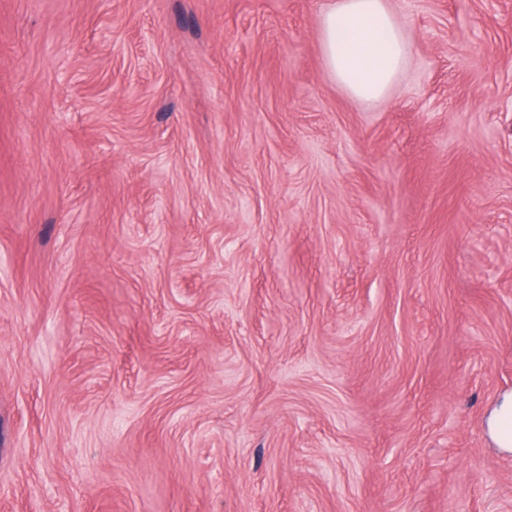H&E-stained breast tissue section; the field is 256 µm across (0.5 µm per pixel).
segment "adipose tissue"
I'll return each mask as SVG.
<instances>
[{"instance_id":"obj_1","label":"adipose tissue","mask_w":512,"mask_h":512,"mask_svg":"<svg viewBox=\"0 0 512 512\" xmlns=\"http://www.w3.org/2000/svg\"><path fill=\"white\" fill-rule=\"evenodd\" d=\"M319 33L329 73L363 101L387 93L411 49L387 0H331L320 15Z\"/></svg>"}]
</instances>
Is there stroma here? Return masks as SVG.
I'll use <instances>...</instances> for the list:
<instances>
[{"instance_id":"35a3bbf8","label":"stroma","mask_w":512,"mask_h":512,"mask_svg":"<svg viewBox=\"0 0 512 512\" xmlns=\"http://www.w3.org/2000/svg\"><path fill=\"white\" fill-rule=\"evenodd\" d=\"M0 0V512H512V0ZM319 33L329 73L363 101L387 93L411 49L387 0L333 1L320 15Z\"/></svg>"}]
</instances>
